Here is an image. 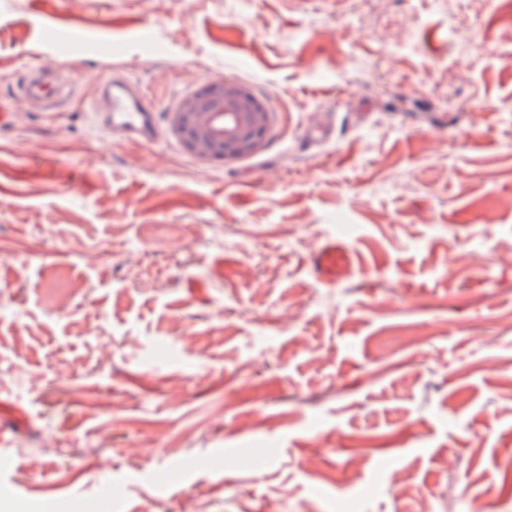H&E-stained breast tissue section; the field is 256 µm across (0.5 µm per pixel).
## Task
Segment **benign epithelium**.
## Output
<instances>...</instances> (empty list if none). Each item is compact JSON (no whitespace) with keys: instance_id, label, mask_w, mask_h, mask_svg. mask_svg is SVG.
Wrapping results in <instances>:
<instances>
[{"instance_id":"obj_1","label":"benign epithelium","mask_w":512,"mask_h":512,"mask_svg":"<svg viewBox=\"0 0 512 512\" xmlns=\"http://www.w3.org/2000/svg\"><path fill=\"white\" fill-rule=\"evenodd\" d=\"M207 101L210 107L201 106ZM270 124V113L249 91L230 80L210 82L181 100L173 126L183 149L208 160H234L257 152Z\"/></svg>"}]
</instances>
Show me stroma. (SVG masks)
Masks as SVG:
<instances>
[{
	"mask_svg": "<svg viewBox=\"0 0 512 512\" xmlns=\"http://www.w3.org/2000/svg\"><path fill=\"white\" fill-rule=\"evenodd\" d=\"M507 2L0 0V97L73 86L0 128V512H512ZM115 70L157 143L96 125ZM220 79L272 122L203 162ZM20 91L25 98L44 102L47 110L52 112L62 98L63 88L58 82L30 76L21 83ZM202 100L210 107L203 108ZM270 114L239 83L225 79L183 98L173 112V126L190 155L204 161L219 155L228 161L262 147Z\"/></svg>",
	"mask_w": 512,
	"mask_h": 512,
	"instance_id": "35a3bbf8",
	"label": "stroma"
}]
</instances>
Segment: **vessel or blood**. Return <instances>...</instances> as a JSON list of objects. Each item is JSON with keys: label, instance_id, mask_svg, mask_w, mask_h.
I'll list each match as a JSON object with an SVG mask.
<instances>
[{"label": "vessel or blood", "instance_id": "b4317fda", "mask_svg": "<svg viewBox=\"0 0 512 512\" xmlns=\"http://www.w3.org/2000/svg\"><path fill=\"white\" fill-rule=\"evenodd\" d=\"M20 91L23 97L42 101L52 110L60 102L63 88L58 82L31 76L22 82ZM98 92L105 102L97 111L98 119L112 140L145 143L158 140L161 127L157 106L137 80L126 73H115L100 80Z\"/></svg>", "mask_w": 512, "mask_h": 512}]
</instances>
